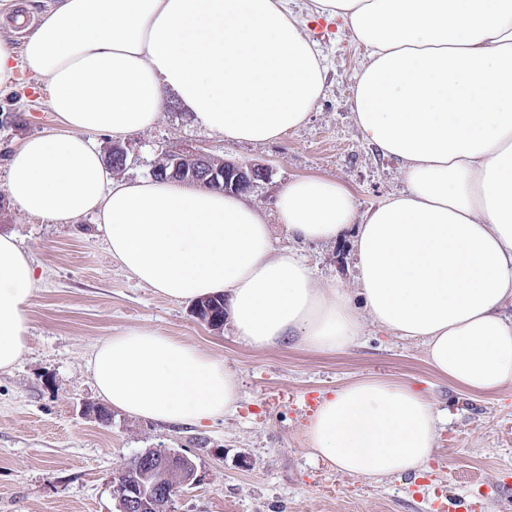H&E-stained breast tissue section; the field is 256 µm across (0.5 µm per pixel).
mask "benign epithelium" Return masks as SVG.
<instances>
[{"instance_id": "obj_1", "label": "benign epithelium", "mask_w": 512, "mask_h": 512, "mask_svg": "<svg viewBox=\"0 0 512 512\" xmlns=\"http://www.w3.org/2000/svg\"><path fill=\"white\" fill-rule=\"evenodd\" d=\"M184 152L189 165L179 166L182 162L180 158L171 160L169 164L172 165V171L202 186L220 183L224 191L235 192L255 178L264 180L268 176L267 168L259 163L243 165L226 160L224 166L220 167L214 165L213 156L201 148L188 147ZM137 461V468L143 477L150 480V490L146 493L143 487L129 484L124 487L115 486L117 512H147V509L154 507L155 499L161 496L168 503H173L181 494V484L167 481V472L171 470L180 471L186 484L196 481L195 466L181 453L150 448L137 456Z\"/></svg>"}]
</instances>
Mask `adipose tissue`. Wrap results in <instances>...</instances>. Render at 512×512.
<instances>
[{"mask_svg":"<svg viewBox=\"0 0 512 512\" xmlns=\"http://www.w3.org/2000/svg\"><path fill=\"white\" fill-rule=\"evenodd\" d=\"M290 0H54L21 49L0 41V87L42 79L62 136H35L9 162L6 192L28 216L95 215L125 269L179 300L222 295L238 338L343 350L370 323L422 340L453 384H512V0H313L368 57L351 104L363 139L396 159L406 187L357 213L329 179H297L275 209L289 236L330 241L355 227L358 288L318 287L274 254L265 213L240 196L178 181L114 182L94 133L152 127L166 92L236 143L306 123L326 63ZM34 267L0 234V368L27 347ZM92 374L112 407L200 426L233 411L222 359L150 329L97 347ZM439 415L411 385L360 380L323 398L307 427L315 459L356 476L421 472Z\"/></svg>","mask_w":512,"mask_h":512,"instance_id":"adipose-tissue-1","label":"adipose tissue"}]
</instances>
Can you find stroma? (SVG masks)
Wrapping results in <instances>:
<instances>
[{
  "label": "stroma",
  "instance_id": "obj_1",
  "mask_svg": "<svg viewBox=\"0 0 512 512\" xmlns=\"http://www.w3.org/2000/svg\"><path fill=\"white\" fill-rule=\"evenodd\" d=\"M49 2L0 0V40L21 47ZM317 44L326 88L304 126L271 143H229L194 124L170 93L150 129L123 139L120 180L149 176L165 150L189 145L263 164L267 180L245 199L265 209L300 178L337 181L361 212L404 189L399 164L363 141L350 110L365 47L339 20ZM63 131L40 79L0 87V233L13 235L38 271L25 312L27 350L0 369V512H117L114 477L160 446L189 456L196 468V483L173 512H512V385L468 392L436 372L421 342L371 324L352 346L318 352L292 343L252 348L232 323L215 330L194 319L190 302L159 294L113 259L94 216L53 224L9 199L11 152L27 138ZM269 223L276 247L305 260L320 287L356 289L348 239L294 240L277 216ZM138 328L224 359L239 382L236 411L204 427L116 409L106 424L86 417L84 405L103 402L90 369L96 347ZM363 379L410 384L441 412L422 475H348L312 458L304 435L321 397Z\"/></svg>",
  "mask_w": 512,
  "mask_h": 512
}]
</instances>
